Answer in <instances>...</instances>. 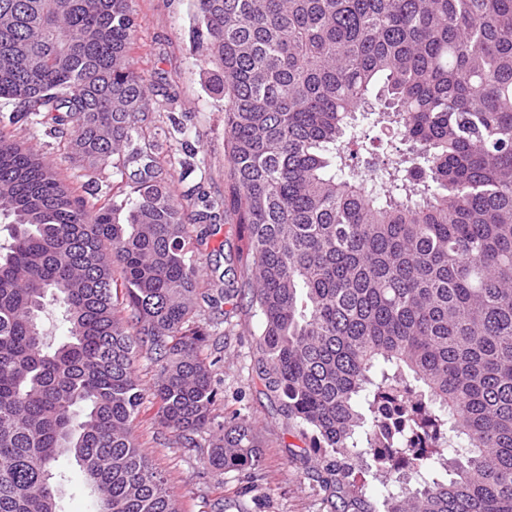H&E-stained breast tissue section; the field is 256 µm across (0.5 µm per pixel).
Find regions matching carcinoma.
Returning <instances> with one entry per match:
<instances>
[{"mask_svg":"<svg viewBox=\"0 0 512 512\" xmlns=\"http://www.w3.org/2000/svg\"><path fill=\"white\" fill-rule=\"evenodd\" d=\"M194 22L224 96L220 213L134 146L149 104L128 0H0L9 122L48 119L115 175L143 162L121 223L0 132V512H57L64 455L100 512H179L132 434L143 353L173 444L207 434L211 469L258 468L201 358V303L224 292L198 288L193 245L222 215L246 237L258 379L314 432L340 512H512V0H196ZM358 113L409 144L381 193L341 174Z\"/></svg>","mask_w":512,"mask_h":512,"instance_id":"cac0c4a2","label":"carcinoma"}]
</instances>
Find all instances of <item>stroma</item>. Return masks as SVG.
<instances>
[{
    "label": "stroma",
    "instance_id": "obj_1",
    "mask_svg": "<svg viewBox=\"0 0 512 512\" xmlns=\"http://www.w3.org/2000/svg\"><path fill=\"white\" fill-rule=\"evenodd\" d=\"M136 22L134 56L149 87L146 135L157 138L153 155L162 176L182 195L207 194L220 200L229 179L224 157V100L205 86L192 38V0H129ZM0 128L35 151L46 154L62 178L79 194H95L123 204L133 197L139 180L129 165L120 187L112 185V168H89L68 154L48 126L33 120ZM354 154L349 165L366 174L370 164L396 158L399 141L387 126L359 119L351 131ZM243 242L233 224L221 225L200 248V288L217 279L234 286L222 310L204 309L200 320L210 333L202 355L213 361L224 386V399L214 408L218 421L242 417L254 426L260 444L255 476L237 470L214 471L206 448H172L166 429L143 415L134 424L140 450L165 477L180 512H336L337 500L325 490L323 461L314 455L312 432L289 419L278 400L261 385L257 371L262 353L257 338L261 317L242 288L236 261ZM59 512H96L97 498L74 461L65 460Z\"/></svg>",
    "mask_w": 512,
    "mask_h": 512
}]
</instances>
